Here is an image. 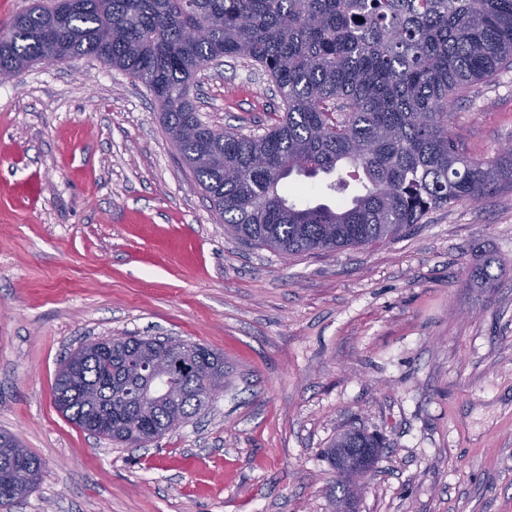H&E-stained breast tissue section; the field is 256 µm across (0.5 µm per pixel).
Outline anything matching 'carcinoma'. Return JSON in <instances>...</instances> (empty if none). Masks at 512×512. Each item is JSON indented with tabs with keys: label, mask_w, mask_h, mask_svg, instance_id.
I'll return each mask as SVG.
<instances>
[{
	"label": "carcinoma",
	"mask_w": 512,
	"mask_h": 512,
	"mask_svg": "<svg viewBox=\"0 0 512 512\" xmlns=\"http://www.w3.org/2000/svg\"><path fill=\"white\" fill-rule=\"evenodd\" d=\"M83 57L144 84L224 230L284 257L384 243L434 209L512 191L511 147L474 159L448 128L455 100L512 67V0H34L0 31V79ZM222 57L249 61L278 89L281 115L263 134L200 119L191 86ZM293 175L330 177L323 190L336 200L290 201L283 186ZM495 281L487 265L470 276L476 288ZM147 347L183 354L156 336H120L65 362L58 409L136 448L206 410L204 384L224 381V355L194 344V374L155 390L128 367ZM378 447L354 429L327 455L333 463L338 448ZM19 462L38 483L41 459L24 448ZM31 490L0 480V503Z\"/></svg>",
	"instance_id": "obj_1"
}]
</instances>
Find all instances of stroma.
<instances>
[{"mask_svg": "<svg viewBox=\"0 0 512 512\" xmlns=\"http://www.w3.org/2000/svg\"><path fill=\"white\" fill-rule=\"evenodd\" d=\"M192 95L217 129L280 113L241 59ZM449 128L473 158L512 147V68ZM486 263L496 287L470 286ZM125 333L222 353L223 396L143 448L89 435L58 370ZM351 427L385 442L357 512H512L511 192L284 258L225 233L141 82L94 58L0 82V433L45 464L0 512H330L322 450Z\"/></svg>", "mask_w": 512, "mask_h": 512, "instance_id": "1", "label": "stroma"}]
</instances>
